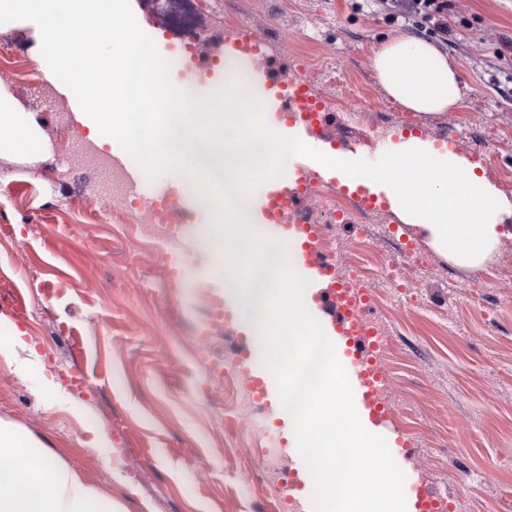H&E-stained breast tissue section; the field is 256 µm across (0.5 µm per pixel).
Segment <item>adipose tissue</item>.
Here are the masks:
<instances>
[{"label":"adipose tissue","mask_w":512,"mask_h":512,"mask_svg":"<svg viewBox=\"0 0 512 512\" xmlns=\"http://www.w3.org/2000/svg\"><path fill=\"white\" fill-rule=\"evenodd\" d=\"M390 97L415 112L456 106L459 83L447 56L422 38H394L373 58ZM36 132L15 113H0V153H37ZM401 221L424 231L454 263L481 264L506 235L512 201L464 158L428 142L403 143L393 161L370 174ZM0 512H125L122 503L84 482L58 454L19 425L0 419Z\"/></svg>","instance_id":"obj_1"}]
</instances>
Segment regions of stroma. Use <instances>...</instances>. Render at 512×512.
<instances>
[{
  "mask_svg": "<svg viewBox=\"0 0 512 512\" xmlns=\"http://www.w3.org/2000/svg\"><path fill=\"white\" fill-rule=\"evenodd\" d=\"M449 21L469 29L440 50L455 66L460 101L456 129L466 136L468 159L494 154L490 181L512 198V59L495 47L512 41V0H449ZM362 0H219L214 36L237 15L266 16L274 29L267 53L276 77L296 56L336 57L325 82L347 84L372 105L369 121L393 125L413 117L426 129H447L442 113H410L378 82L372 59L403 36L399 23L371 15ZM304 38L285 42L282 32ZM0 46L13 62L0 67V96L53 149L19 156L0 153V174L14 182L0 198V313L8 315L38 352L43 373L22 374L0 362V417L52 448L126 512H267L273 491L243 487L238 474L248 451L280 444L296 448L294 432H240L229 383L209 380V362L223 360L251 336L246 319L229 313L212 325L210 308L225 284L202 252L206 227H183L176 242L157 249L150 232L133 224H103V176L74 163L88 142L81 120L55 127L32 111L15 75L25 56H39L41 33L30 21L0 24ZM496 261L474 269L436 256L418 286L446 326L413 312L395 324L391 381L413 406L400 429L420 431L396 462L459 512H512L500 496L512 468H500L498 445L512 441V295L494 279ZM482 276L484 302L468 305L456 282ZM200 335L199 346L189 343ZM53 378L46 392L43 377ZM455 469L456 480L443 478Z\"/></svg>",
  "mask_w": 512,
  "mask_h": 512,
  "instance_id": "stroma-1",
  "label": "stroma"
}]
</instances>
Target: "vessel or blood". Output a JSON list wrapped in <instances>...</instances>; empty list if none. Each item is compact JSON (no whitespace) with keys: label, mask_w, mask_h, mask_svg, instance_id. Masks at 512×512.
<instances>
[{"label":"vessel or blood","mask_w":512,"mask_h":512,"mask_svg":"<svg viewBox=\"0 0 512 512\" xmlns=\"http://www.w3.org/2000/svg\"><path fill=\"white\" fill-rule=\"evenodd\" d=\"M265 45V40L242 29L225 37L224 52L251 58L262 54ZM250 91L260 104L264 120L272 129H284L286 135L297 137L315 149L326 150L328 140L324 131L335 115L325 110L320 120H310L312 98L304 88L284 91L267 67L262 66L255 70ZM125 171L131 183L145 187L152 196L175 193L182 183L181 176L174 174L167 175L161 183L148 182L137 165L131 162L126 163ZM308 177L329 185L338 181L335 171L324 169L320 163L309 158L296 156L289 160L283 176L257 188L249 206L266 237L286 244L294 269L308 280L304 299L310 306L311 314L327 332L344 337L345 346L338 351L337 357L347 372L356 399L369 411L372 430L376 435L384 437L388 444L403 445V435L397 422L379 414L372 407L377 376L365 360L369 341L359 323L355 305L342 300L337 291L328 287L327 261L315 250L311 233L300 232L298 225L284 224L283 220L273 214L277 206L290 212L298 210L301 183Z\"/></svg>","instance_id":"b4317fda"}]
</instances>
